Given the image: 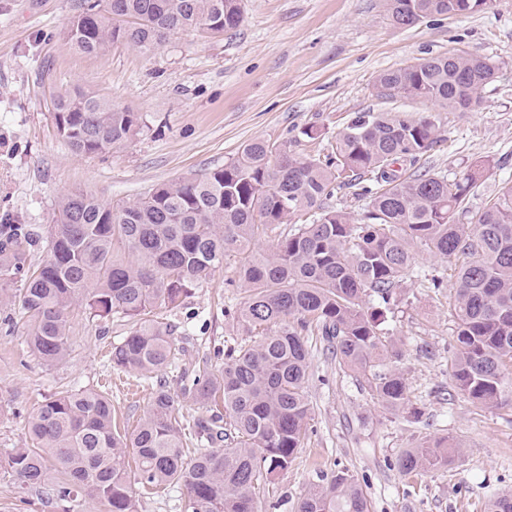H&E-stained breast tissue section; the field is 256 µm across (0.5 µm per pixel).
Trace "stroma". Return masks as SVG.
<instances>
[{
  "label": "stroma",
  "instance_id": "1",
  "mask_svg": "<svg viewBox=\"0 0 512 512\" xmlns=\"http://www.w3.org/2000/svg\"><path fill=\"white\" fill-rule=\"evenodd\" d=\"M79 0H0V224H28L47 236L61 194L83 190L122 203L157 184L223 166L255 139L294 138L315 155L363 112L433 111L432 103L381 95L377 75L435 56L467 52L498 71L470 109L442 113L446 142L427 165L454 182L473 163L489 166L468 198L471 209L512 182V0L482 11L440 15L411 27L391 21L383 0H243L236 32L173 36L153 55L116 43L105 53L69 49L64 31ZM75 87L138 113V133L123 147L75 155L54 125V98ZM316 139L299 138L305 127ZM232 265L216 270L172 313L182 349L168 378L181 398L202 362L224 365V343L242 339L224 311L243 296L227 287ZM387 323L402 350L419 424L383 406L353 373L314 349L307 384L312 429L288 470L277 475L262 512H295L319 476L345 469L372 512H481L494 494L512 490V411L472 405L454 386L452 288L434 291L409 280ZM120 319L77 314L68 360L40 365L30 353L19 303L0 305V453L22 447L26 421L63 388L108 391L119 426H131L149 403L135 378H114L113 343L127 335ZM440 438L461 445L454 465L406 477L393 466L403 450ZM0 512H104L81 498L62 502L50 487L29 488L0 473Z\"/></svg>",
  "mask_w": 512,
  "mask_h": 512
}]
</instances>
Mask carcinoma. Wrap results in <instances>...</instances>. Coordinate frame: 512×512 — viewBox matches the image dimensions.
I'll use <instances>...</instances> for the list:
<instances>
[{"label":"carcinoma","instance_id":"carcinoma-1","mask_svg":"<svg viewBox=\"0 0 512 512\" xmlns=\"http://www.w3.org/2000/svg\"><path fill=\"white\" fill-rule=\"evenodd\" d=\"M385 5L397 23L463 7L477 12L488 0ZM242 20L241 0H82L65 41L81 54L117 42L151 54L176 33L223 36ZM495 74L487 57L444 56L385 70L377 85L448 111L477 105ZM53 117L78 155L123 147L141 120L81 88L57 96ZM445 140L438 113L363 112L318 158L286 141L253 140L224 167L160 184L134 202L69 191L58 201L47 259L35 268L29 256L39 234L0 224V301L19 300L31 352L48 367L66 360L77 308L101 320L119 317L130 331L112 345V368L150 389L149 407L130 432L113 422L106 392L54 394L30 417L26 447L7 452L0 468L26 487L47 483L54 471L57 499L83 497L106 512H136L137 489L172 484L186 490V512H259L257 490L288 469L309 431V337L378 401L417 414L385 323L419 253L442 256L457 270L456 389L475 406L512 409V185L469 214L466 197L486 167L474 165L463 183L427 169L424 161ZM343 190L366 199L362 212L325 206ZM263 237L274 241L269 252L255 250ZM122 250L132 259L119 258ZM229 257V285L244 300L225 314L249 340L226 347L223 368L205 366L183 385L201 409L187 420L167 384L180 355L176 326L156 310L178 308ZM457 452L441 439L404 450L394 467L405 476L446 468ZM370 507L354 477L338 470L314 483L296 509ZM483 512H512V491L488 499Z\"/></svg>","mask_w":512,"mask_h":512}]
</instances>
